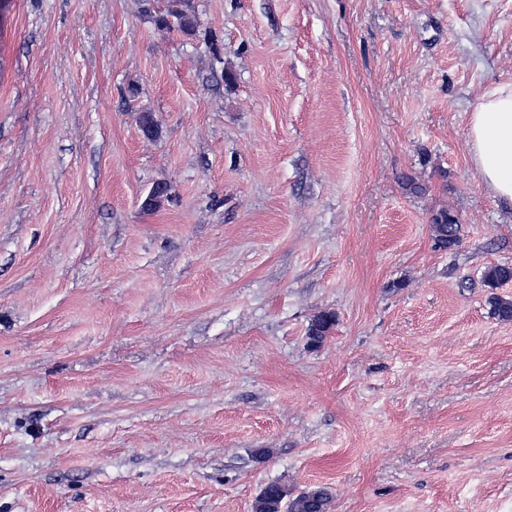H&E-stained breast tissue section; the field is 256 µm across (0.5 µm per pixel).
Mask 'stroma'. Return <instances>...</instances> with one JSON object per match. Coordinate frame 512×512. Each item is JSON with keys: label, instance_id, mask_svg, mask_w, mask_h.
<instances>
[{"label": "stroma", "instance_id": "1", "mask_svg": "<svg viewBox=\"0 0 512 512\" xmlns=\"http://www.w3.org/2000/svg\"><path fill=\"white\" fill-rule=\"evenodd\" d=\"M167 5L0 0V512H512V0ZM155 25L163 30H177L183 35H193L197 19L186 6L185 0H169L167 8L152 16ZM468 144L482 181L512 201V84L494 89L471 112ZM434 244L441 250H447L458 242V224L448 210H441L432 217ZM484 285L490 289L488 304L491 314L499 321H512V299L499 296L494 291L504 284L512 282V266L492 265L482 275ZM336 326V314L330 310L319 312L307 329V345L311 349L321 348ZM334 492L330 486L315 485L293 494L288 485L281 482L266 484L252 503V512H331Z\"/></svg>", "mask_w": 512, "mask_h": 512}]
</instances>
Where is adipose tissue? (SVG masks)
<instances>
[{"mask_svg":"<svg viewBox=\"0 0 512 512\" xmlns=\"http://www.w3.org/2000/svg\"><path fill=\"white\" fill-rule=\"evenodd\" d=\"M468 144L482 181L512 201V84L494 89L471 112Z\"/></svg>","mask_w":512,"mask_h":512,"instance_id":"adipose-tissue-1","label":"adipose tissue"}]
</instances>
